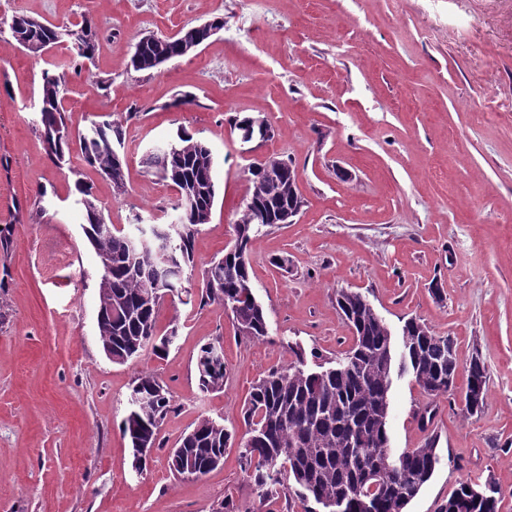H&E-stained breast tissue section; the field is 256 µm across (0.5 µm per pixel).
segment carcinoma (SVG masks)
I'll use <instances>...</instances> for the list:
<instances>
[{
  "instance_id": "cac0c4a2",
  "label": "carcinoma",
  "mask_w": 512,
  "mask_h": 512,
  "mask_svg": "<svg viewBox=\"0 0 512 512\" xmlns=\"http://www.w3.org/2000/svg\"><path fill=\"white\" fill-rule=\"evenodd\" d=\"M14 32L29 43L37 56L43 47L60 43L77 29L91 31L84 50H74L77 58L89 59L96 48L91 20L60 27L24 14L13 15ZM199 26L181 28L175 35L142 37L134 47L131 65L136 71L155 69L167 61L183 57L189 46L204 44ZM65 74L44 72L39 102L41 124L66 126L63 99ZM124 132L110 121L92 124L79 136L82 160L104 175L113 188H126V161L121 153ZM176 148L156 146L144 159L147 167L168 174L167 181L180 191L198 197L197 209L187 213L176 207L172 223L145 224L133 215L136 231L126 233L106 222L92 186L81 179L75 192L85 213L84 234L97 256L111 265L102 269L98 285L99 306L112 315L97 322L100 341L112 345V362L124 363L150 349L161 356L177 337L173 322L165 331L158 326L164 295L180 296L183 275L194 265V244L199 227L210 222L216 197L214 156L209 145L181 129ZM73 141L66 136L47 152L60 166L70 160ZM250 188L243 209L233 225V244L224 255L208 264L202 275L199 304H218L231 310L238 332L261 340L268 334L267 316L252 287L248 254L260 236V225L252 222L255 210L265 211L268 225L290 208L303 207L297 191L298 173L283 159L267 163L254 161L249 169ZM336 304L353 333L351 347L313 370L307 365L304 349L292 348L294 359L286 367L269 371L251 387L243 416L247 436L239 443V465L264 500L293 494L303 502L328 509L338 500L351 505L371 502L376 512H405V508L432 478L439 462L435 442L402 451L392 460L390 447V394L394 371L408 373L429 396L448 393L455 383L459 363L454 341L437 336L411 318L402 331L410 337L404 352L394 350L390 328L365 296L340 290ZM224 349L203 344L196 358L198 388L208 393L224 385ZM464 407L473 415L486 401V370L475 355L466 367ZM133 391L143 398L136 411L122 422V432L133 449L135 468L145 467L143 449L155 446L159 428L173 409V396L150 373L135 381ZM235 434L213 418L201 419L185 433L170 452L169 468L182 477L205 475L217 468ZM476 487L462 481L438 512H498L494 495L478 496Z\"/></svg>"
}]
</instances>
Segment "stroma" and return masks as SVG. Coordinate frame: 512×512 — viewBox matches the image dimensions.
Returning <instances> with one entry per match:
<instances>
[{
  "instance_id": "stroma-1",
  "label": "stroma",
  "mask_w": 512,
  "mask_h": 512,
  "mask_svg": "<svg viewBox=\"0 0 512 512\" xmlns=\"http://www.w3.org/2000/svg\"><path fill=\"white\" fill-rule=\"evenodd\" d=\"M56 24L92 16L97 50L46 57L0 33V512H305L293 497L260 500L237 447L200 478L179 479L168 455L201 418L244 435V401L292 344L330 359L353 336L337 306L361 292L393 334L416 319L451 337L460 365L480 355L483 410L429 398L410 376L391 390L393 452L435 441L439 463L407 512H437L463 480L494 488L512 512V0H0V15ZM223 18L195 53L149 71L130 66L147 34ZM65 74L71 135L109 120L124 130L125 193L73 160L46 156L39 91L46 65ZM192 95L176 108L173 99ZM268 121L271 140L242 153L230 123ZM187 127L216 160L210 223L195 238L187 301L165 357L123 364L97 329L100 265L83 232L76 179L106 222L174 217L173 187L149 170L150 146ZM291 160L304 206L266 228L249 252L268 334L240 335L230 311L200 306L202 271L233 243L254 156ZM221 342L222 389L197 385L200 346ZM153 373L174 397L143 474L120 425L135 379ZM437 413L428 424L418 415Z\"/></svg>"
}]
</instances>
